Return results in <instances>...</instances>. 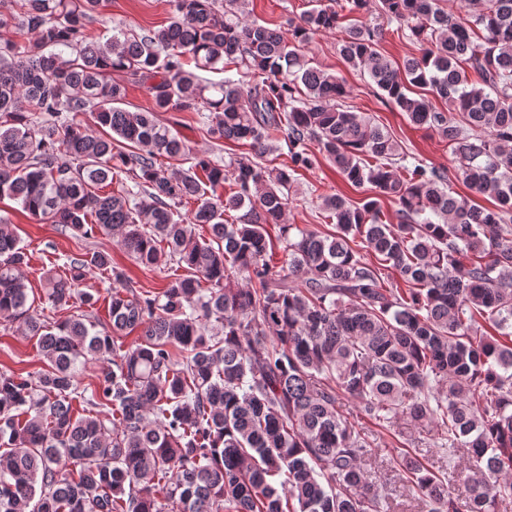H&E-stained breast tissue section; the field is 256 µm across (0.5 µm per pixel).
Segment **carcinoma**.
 Instances as JSON below:
<instances>
[{
	"instance_id": "cac0c4a2",
	"label": "carcinoma",
	"mask_w": 512,
	"mask_h": 512,
	"mask_svg": "<svg viewBox=\"0 0 512 512\" xmlns=\"http://www.w3.org/2000/svg\"><path fill=\"white\" fill-rule=\"evenodd\" d=\"M312 2L284 30L250 18L249 0H170L168 24L118 25L101 42L88 25L103 0H0V27L28 36L0 43V197L62 232L115 236L168 279L144 290L106 252L69 255L64 272L44 273L46 302L75 310L52 325L29 301L21 238L0 220V317L37 339L45 364L0 372V512H382L360 423L397 418L435 423L448 458L473 462L462 504L458 472L392 459L424 512L512 501V0L465 19L439 0H381L420 46L400 65L363 23L340 45L411 124L448 141L452 171L409 162L302 52L370 0ZM217 69L221 82L201 76ZM129 85L148 106L123 107ZM170 110L207 113L212 139L246 140L251 154L193 153L157 119ZM280 139L290 164L269 169L261 159ZM319 154L351 187L374 188L362 203L325 196L326 236L286 222L297 171ZM161 157L191 165L172 171ZM122 176L124 193L102 192ZM455 181L497 205L453 196ZM383 267L407 289L386 287ZM94 269L112 275L102 327L87 314ZM94 361L98 385L79 387ZM342 394L357 401L347 414Z\"/></svg>"
}]
</instances>
